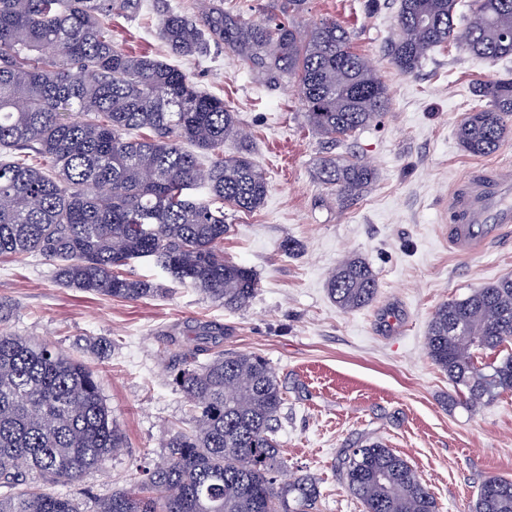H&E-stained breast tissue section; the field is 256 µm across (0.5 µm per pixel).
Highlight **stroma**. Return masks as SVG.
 I'll return each mask as SVG.
<instances>
[{
  "mask_svg": "<svg viewBox=\"0 0 512 512\" xmlns=\"http://www.w3.org/2000/svg\"><path fill=\"white\" fill-rule=\"evenodd\" d=\"M168 2L189 16L209 4L258 20L271 0ZM397 9L393 2L368 15L363 0H306L294 18L304 29L322 19L341 22L389 88V112L337 145L308 128L293 80L260 81L220 41L205 58L179 59L202 90L237 112L250 156L267 177L259 209L226 212L224 255L251 268L259 283L246 308L224 310L145 260L132 262L129 275L164 293L136 302L64 287L35 257L0 262V301L14 309L6 331L94 369L127 438L101 470L56 486V493L82 503L104 498L128 487L137 469L162 461L167 440L190 419L173 375L183 352L196 347V329L207 324L224 329L219 349L263 356L274 368L285 396L281 455L288 476L316 479L317 512H363L338 461L343 449L368 437L410 462L439 512H469L487 476L512 480V392L473 412L452 404L454 385L425 345L441 303L512 274V228L470 253L448 244L454 186L477 167L512 177V136L488 156L469 154L457 137L464 114L483 104L475 83L512 76V56L490 62L451 44L401 74L387 55ZM159 22L153 0H143L138 13L113 15L112 40L170 61ZM330 158L370 163L376 177L355 199H339L317 177ZM288 241L298 246L289 255L281 249ZM351 255L369 263L379 290L369 307L344 313L327 281Z\"/></svg>",
  "mask_w": 512,
  "mask_h": 512,
  "instance_id": "obj_1",
  "label": "stroma"
}]
</instances>
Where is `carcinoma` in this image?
<instances>
[{"instance_id":"1","label":"carcinoma","mask_w":512,"mask_h":512,"mask_svg":"<svg viewBox=\"0 0 512 512\" xmlns=\"http://www.w3.org/2000/svg\"><path fill=\"white\" fill-rule=\"evenodd\" d=\"M304 0H281L282 18L243 21L212 7L188 17L162 7L158 36L180 56H203L213 41L237 53L265 82L296 81L303 116L333 143L388 111V88L336 20L298 31L288 20ZM457 0H399L388 56L414 73L428 51L450 42L494 61L512 56V0H472L459 29ZM140 0H0V261L35 255L66 287L125 301L162 292L125 273L148 258L171 278L230 311L258 291L253 271L224 258V207L252 212L265 200V173L242 146L236 112L198 89L179 67L112 41V14ZM485 108L467 113L463 148L497 152L512 133V78L481 82ZM318 178L349 199L375 178L361 161H330ZM327 290L340 311L369 306L372 268L342 260ZM0 512H79L74 499L31 487L71 483L124 447L96 375L64 352L1 327ZM512 274L444 302L428 326L433 363L466 390L469 411L512 391ZM202 348L184 354L174 383L190 427L165 444L163 461L130 487L91 501L88 512H311L320 490L310 476L281 483L276 438L284 392L259 356ZM341 476L363 512H439L410 463L368 438L344 451ZM473 512H512V480L489 476Z\"/></svg>"}]
</instances>
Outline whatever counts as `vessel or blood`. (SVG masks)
<instances>
[{"label":"vessel or blood","instance_id":"1","mask_svg":"<svg viewBox=\"0 0 512 512\" xmlns=\"http://www.w3.org/2000/svg\"><path fill=\"white\" fill-rule=\"evenodd\" d=\"M451 247L467 251L487 244L512 225V179L491 171H474L457 183L448 198Z\"/></svg>","mask_w":512,"mask_h":512}]
</instances>
